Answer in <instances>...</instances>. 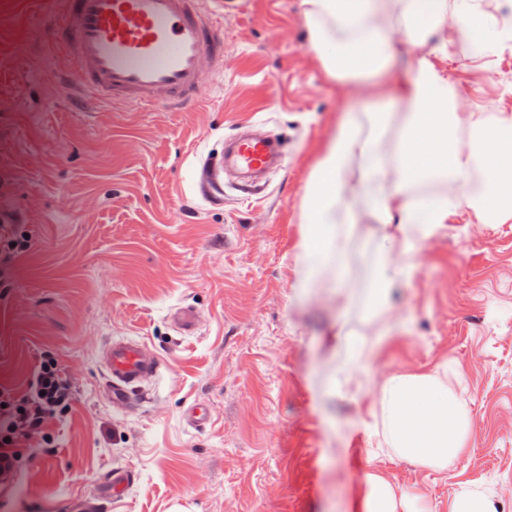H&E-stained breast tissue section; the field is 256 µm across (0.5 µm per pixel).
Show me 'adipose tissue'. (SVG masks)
Returning <instances> with one entry per match:
<instances>
[{"label":"adipose tissue","instance_id":"adipose-tissue-1","mask_svg":"<svg viewBox=\"0 0 512 512\" xmlns=\"http://www.w3.org/2000/svg\"><path fill=\"white\" fill-rule=\"evenodd\" d=\"M492 20L480 0H302L310 47L332 81L369 84L392 67L388 37L399 29L415 49L398 107L368 110L339 121L323 143L300 206L303 226L299 285L333 281L347 286L340 236L356 222L350 193L366 191L369 213L385 232L375 251L369 309H388L395 281L410 273L416 240L464 209L477 223L512 221V116L458 111L455 92L434 61L437 53L471 41L491 47L512 42V0H500ZM397 128L392 150L379 139ZM379 402L384 435L411 462L448 469L467 450L466 405L432 375L387 379ZM363 512H402L409 495L382 474L366 473Z\"/></svg>","mask_w":512,"mask_h":512}]
</instances>
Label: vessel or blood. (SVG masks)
<instances>
[{
  "label": "vessel or blood",
  "instance_id": "1",
  "mask_svg": "<svg viewBox=\"0 0 512 512\" xmlns=\"http://www.w3.org/2000/svg\"><path fill=\"white\" fill-rule=\"evenodd\" d=\"M49 39L66 63L42 70L37 80L58 87L84 111L194 106L205 98L207 76L224 73V16L203 0H62ZM281 156L276 139H236L207 155L199 188L223 193L225 168L255 174ZM98 359L100 392L124 413L137 409L145 384L164 367L145 341L127 336L107 341Z\"/></svg>",
  "mask_w": 512,
  "mask_h": 512
}]
</instances>
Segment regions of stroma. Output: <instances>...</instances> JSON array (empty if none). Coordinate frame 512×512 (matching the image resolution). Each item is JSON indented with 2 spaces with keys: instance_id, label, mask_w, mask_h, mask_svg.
Returning a JSON list of instances; mask_svg holds the SVG:
<instances>
[{
  "instance_id": "stroma-1",
  "label": "stroma",
  "mask_w": 512,
  "mask_h": 512,
  "mask_svg": "<svg viewBox=\"0 0 512 512\" xmlns=\"http://www.w3.org/2000/svg\"><path fill=\"white\" fill-rule=\"evenodd\" d=\"M59 12L58 0H0V200L27 241L0 273V389L24 394L49 353L75 399L44 425L51 453L22 449L20 489L0 512H71L117 467L132 482L111 512H362L374 469L407 490L412 512H448L467 482L512 512V222L451 215L418 241L410 277L375 317L382 229L362 206L347 243L351 300L297 288L310 168L343 112L407 84L402 33H390L385 91L341 88L310 49L301 0H232L224 78L200 107L76 112L35 84L61 59L46 41ZM18 36L32 58L14 55ZM435 62L459 111L512 114V44L483 60L460 43ZM251 132L280 139L283 163L252 188L225 175L223 199L203 200L201 160ZM178 307L197 313L191 333L173 328ZM113 336L145 340L167 364L132 414L99 394L97 356ZM410 374L436 376L470 409L469 449L448 469L384 440L380 389ZM195 403L212 409L199 430L184 421Z\"/></svg>"
}]
</instances>
